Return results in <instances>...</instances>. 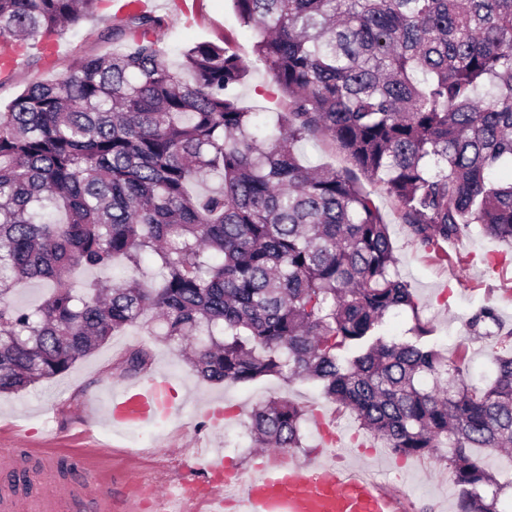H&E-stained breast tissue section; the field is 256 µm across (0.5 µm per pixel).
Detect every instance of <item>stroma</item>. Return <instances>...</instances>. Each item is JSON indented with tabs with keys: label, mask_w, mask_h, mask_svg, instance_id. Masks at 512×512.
I'll use <instances>...</instances> for the list:
<instances>
[{
	"label": "stroma",
	"mask_w": 512,
	"mask_h": 512,
	"mask_svg": "<svg viewBox=\"0 0 512 512\" xmlns=\"http://www.w3.org/2000/svg\"><path fill=\"white\" fill-rule=\"evenodd\" d=\"M113 0H103L98 15L83 17L59 35L60 49L44 61L37 48H29L19 68L0 78V112L37 80L54 79L82 55L105 56L111 41L101 38L105 21L112 16ZM155 12L166 25L158 33L174 50L200 42H213L238 53L250 74L240 89L242 104L271 117L288 109V101L268 92L269 77L253 53L255 35L242 27L231 0H194L193 15L184 18L173 0H155ZM372 197L389 226L398 257L397 272L408 281L419 306L418 313L403 311L386 317L381 332L387 337L413 336L416 322L433 329L431 336L443 352L455 356L468 345L470 381L485 386L494 376V340L469 334V317L482 305H494L503 324L512 327V262L506 275L493 272L490 262L512 259V245L491 239L480 230L448 243L446 258L424 251L403 223L394 198L372 188ZM150 349L147 376L163 374L178 389L172 418L133 430H117L106 422V408L113 395L134 385L123 376L119 363L132 347ZM269 399H288L306 408L321 409L337 432L365 446L362 455L349 457L355 470L371 476L380 488L399 499L401 512H457V491L444 458L369 455L384 442L361 428L347 409L328 402L311 384L274 376L247 385L212 384L198 379L183 360L178 344L156 340L137 326L126 328L92 355L78 361L66 374L23 392L0 396V449H10L19 466L0 473V492L34 496L43 484L44 459L49 448L58 478L74 479L78 458L94 453L104 459L112 496L125 503V512H147L141 477L161 483L176 477L178 463L194 462L196 455L222 453L225 463L249 471L259 462L248 433L252 408Z\"/></svg>",
	"instance_id": "obj_1"
}]
</instances>
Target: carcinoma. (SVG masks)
<instances>
[{"label":"carcinoma","instance_id":"cac0c4a2","mask_svg":"<svg viewBox=\"0 0 512 512\" xmlns=\"http://www.w3.org/2000/svg\"><path fill=\"white\" fill-rule=\"evenodd\" d=\"M102 0H0V51L40 44ZM288 115L261 132L240 102L242 58L201 42L170 58L164 19L112 20L126 49L31 83L0 112V393L53 380L130 326L207 345L189 361L211 383H316L399 456L440 448L458 512H502L488 463L512 447V355L477 390L462 357L426 337L395 271L388 224L360 171L393 197L426 251L472 224L512 244V0H231ZM330 138L353 169L305 164ZM216 178L218 190L195 188ZM133 271L78 287L80 268ZM50 292L10 302L22 280ZM397 310L415 339L380 334ZM468 329L512 342L492 306ZM143 348L127 373L149 363ZM433 380L429 390L423 378ZM306 410L269 400L253 447L297 449Z\"/></svg>","mask_w":512,"mask_h":512}]
</instances>
